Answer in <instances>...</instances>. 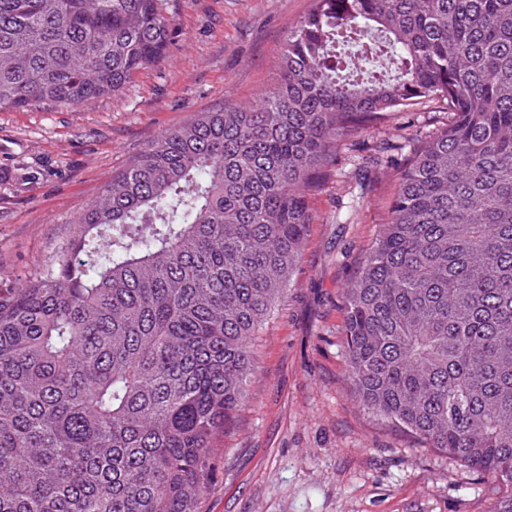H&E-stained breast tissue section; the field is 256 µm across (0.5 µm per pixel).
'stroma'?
<instances>
[{"mask_svg": "<svg viewBox=\"0 0 512 512\" xmlns=\"http://www.w3.org/2000/svg\"><path fill=\"white\" fill-rule=\"evenodd\" d=\"M314 0H162L166 54L120 94L0 111V287L34 276L115 172L199 113L259 102ZM453 118L422 99L343 141L309 199L287 294L252 341L253 372L214 451L202 512H496L505 487L383 423L355 399L343 301L390 220L396 173Z\"/></svg>", "mask_w": 512, "mask_h": 512, "instance_id": "35a3bbf8", "label": "stroma"}]
</instances>
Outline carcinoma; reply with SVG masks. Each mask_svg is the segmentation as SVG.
<instances>
[{
	"instance_id": "cac0c4a2",
	"label": "carcinoma",
	"mask_w": 512,
	"mask_h": 512,
	"mask_svg": "<svg viewBox=\"0 0 512 512\" xmlns=\"http://www.w3.org/2000/svg\"><path fill=\"white\" fill-rule=\"evenodd\" d=\"M171 35L159 0H0V111L113 95ZM421 98L454 119L346 291L349 378L512 487V0H315L256 105L165 132L0 288V512H200L320 173Z\"/></svg>"
}]
</instances>
